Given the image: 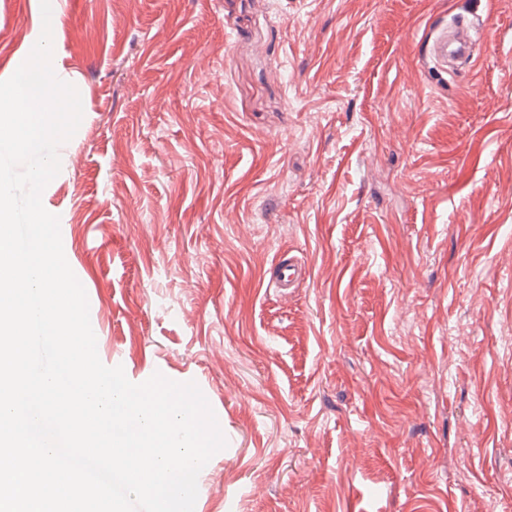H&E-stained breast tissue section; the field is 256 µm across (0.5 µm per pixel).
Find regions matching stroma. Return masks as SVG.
I'll list each match as a JSON object with an SVG mask.
<instances>
[{
  "mask_svg": "<svg viewBox=\"0 0 512 512\" xmlns=\"http://www.w3.org/2000/svg\"><path fill=\"white\" fill-rule=\"evenodd\" d=\"M492 31L438 73L434 27ZM42 193L97 352L196 382V512H512V0H59ZM0 0V80L40 37ZM306 277L274 285L280 258Z\"/></svg>",
  "mask_w": 512,
  "mask_h": 512,
  "instance_id": "obj_1",
  "label": "stroma"
}]
</instances>
